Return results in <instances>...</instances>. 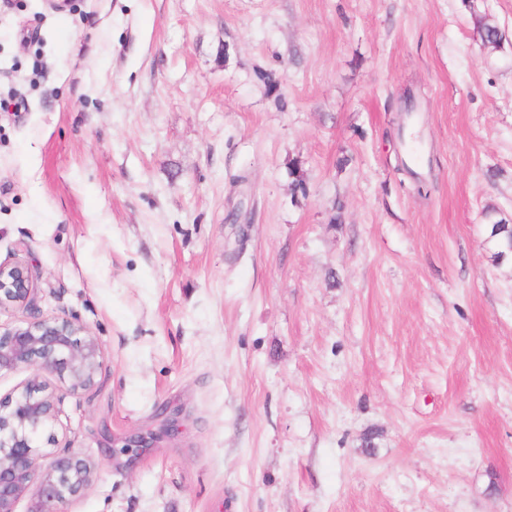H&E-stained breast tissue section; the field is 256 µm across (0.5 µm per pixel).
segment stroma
I'll list each match as a JSON object with an SVG mask.
<instances>
[{
  "label": "stroma",
  "instance_id": "35a3bbf8",
  "mask_svg": "<svg viewBox=\"0 0 512 512\" xmlns=\"http://www.w3.org/2000/svg\"><path fill=\"white\" fill-rule=\"evenodd\" d=\"M9 94L0 324L105 352L66 512H512V0H0ZM495 213L494 209H489L486 214L490 221L488 224L490 227L489 237L497 248L495 257L506 259L512 255V224L500 221L501 219L496 220ZM33 286L34 275L28 265L0 263V307L29 304Z\"/></svg>",
  "mask_w": 512,
  "mask_h": 512
}]
</instances>
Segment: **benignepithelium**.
I'll return each instance as SVG.
<instances>
[{
	"label": "benign epithelium",
	"mask_w": 512,
	"mask_h": 512,
	"mask_svg": "<svg viewBox=\"0 0 512 512\" xmlns=\"http://www.w3.org/2000/svg\"><path fill=\"white\" fill-rule=\"evenodd\" d=\"M32 269L23 263H0V307L31 301ZM104 348L86 325L74 319H39L0 326V373L31 367L35 376L21 392L0 399V512H14L27 496L29 512H62L67 497L86 487L95 467L74 456H57L44 467L34 441L55 417L43 394V372L54 374L71 392L89 391L102 370Z\"/></svg>",
	"instance_id": "1"
}]
</instances>
